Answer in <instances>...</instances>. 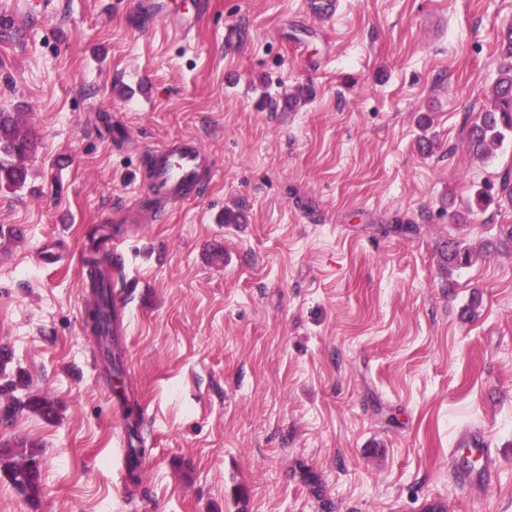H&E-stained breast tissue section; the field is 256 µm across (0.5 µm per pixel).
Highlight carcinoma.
<instances>
[{"mask_svg": "<svg viewBox=\"0 0 512 512\" xmlns=\"http://www.w3.org/2000/svg\"><path fill=\"white\" fill-rule=\"evenodd\" d=\"M512 136V65L499 71L493 101L484 108L467 130L469 151L477 156L488 155L494 145ZM34 134L22 130L13 113L0 111V188L16 190L27 181V173L17 160L34 150ZM481 256L461 242L450 239V248L443 254L445 268L467 266ZM85 287L88 288L90 304L86 310V327L97 343L105 344L112 339V252L97 251L85 261ZM23 407L50 420L55 415V403L46 398L32 397ZM41 449L31 443L6 445L0 449V472L23 493L36 498L41 491L38 470L32 464L40 459Z\"/></svg>", "mask_w": 512, "mask_h": 512, "instance_id": "obj_1", "label": "carcinoma"}]
</instances>
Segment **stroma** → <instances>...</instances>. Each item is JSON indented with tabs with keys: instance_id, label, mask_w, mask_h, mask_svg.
Masks as SVG:
<instances>
[{
	"instance_id": "1",
	"label": "stroma",
	"mask_w": 512,
	"mask_h": 512,
	"mask_svg": "<svg viewBox=\"0 0 512 512\" xmlns=\"http://www.w3.org/2000/svg\"><path fill=\"white\" fill-rule=\"evenodd\" d=\"M134 2L0 0L16 20L0 110L38 136L25 187L0 188V225L27 228L0 244V346L24 381L0 407L57 408L0 424V445L43 450L38 500L0 475V512H512V201L467 209L512 178V140L480 159L466 137L512 0H340L322 23L304 0H210L186 39L141 28ZM288 94L297 108L279 111ZM186 136L208 154L204 188L152 215L141 162ZM103 220L130 225L119 346L148 448L135 486L85 329ZM451 236L499 247L448 273ZM467 427L500 457L481 493L451 475Z\"/></svg>"
}]
</instances>
